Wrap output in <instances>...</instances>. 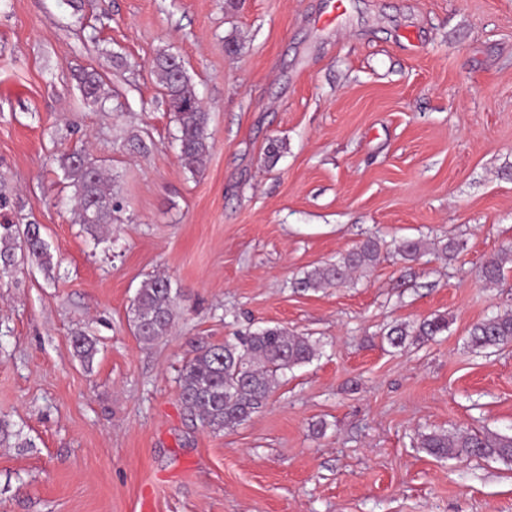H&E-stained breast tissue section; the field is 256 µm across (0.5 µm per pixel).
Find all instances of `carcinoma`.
Segmentation results:
<instances>
[{
	"instance_id": "carcinoma-1",
	"label": "carcinoma",
	"mask_w": 512,
	"mask_h": 512,
	"mask_svg": "<svg viewBox=\"0 0 512 512\" xmlns=\"http://www.w3.org/2000/svg\"><path fill=\"white\" fill-rule=\"evenodd\" d=\"M153 69L164 89L168 111L177 124L180 159L195 173L212 148L209 113L202 109L190 78L172 62V54L159 53L153 60ZM78 79L85 97L96 100L102 96L103 83L97 71H84ZM59 168L73 188L75 223L94 239H100L99 233L112 227L115 213L121 210L102 168L80 152L62 154ZM19 253L35 259L47 272L53 267V255L39 225L31 223L22 228L7 219L1 221L0 277L16 270ZM378 257L379 242L367 239L339 260L308 272L298 280L297 287L307 290L343 284L351 273L372 267ZM508 264L512 265V248L501 250L484 264L483 280L498 282ZM179 297L164 276L143 283L133 303V327L139 340L150 343L169 333ZM447 328L446 319L435 317L424 320L414 332L403 325L396 326L391 329L389 340L400 347L410 335L428 339ZM470 340L473 347L481 349L511 345L512 311L475 324ZM72 346L85 360L94 355L92 340L83 334L73 337ZM316 355L317 347L309 337L295 335L284 327H264L238 335L232 342L200 349L183 366L178 378L180 400L202 427L214 433L232 429L263 406L281 375L311 362ZM420 447L438 458L494 457L512 464V435L498 432H431L421 436Z\"/></svg>"
}]
</instances>
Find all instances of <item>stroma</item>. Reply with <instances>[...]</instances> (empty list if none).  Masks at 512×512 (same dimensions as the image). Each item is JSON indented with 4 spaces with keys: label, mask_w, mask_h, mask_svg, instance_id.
<instances>
[{
    "label": "stroma",
    "mask_w": 512,
    "mask_h": 512,
    "mask_svg": "<svg viewBox=\"0 0 512 512\" xmlns=\"http://www.w3.org/2000/svg\"><path fill=\"white\" fill-rule=\"evenodd\" d=\"M0 0V184L54 266L0 281V512H512V465L439 460L432 431L512 434V0ZM177 55L212 149L182 165L152 71ZM96 69L104 95L76 75ZM284 149L264 161L272 139ZM104 160L111 235L74 222L57 158ZM377 239L374 267L302 290ZM419 240L417 259L403 241ZM455 242L457 249L444 247ZM182 294L140 342L142 282ZM447 330L390 345L395 325ZM279 325L320 354L245 423L214 433L177 378L200 347ZM94 339L91 361L73 336ZM507 264L512 265V248L501 250L487 261L482 268V278L487 283H496L501 279ZM475 348H492L512 344V310L475 324L470 331Z\"/></svg>",
    "instance_id": "35a3bbf8"
}]
</instances>
